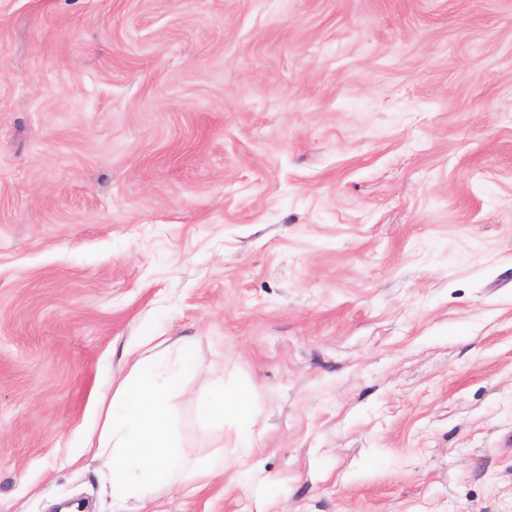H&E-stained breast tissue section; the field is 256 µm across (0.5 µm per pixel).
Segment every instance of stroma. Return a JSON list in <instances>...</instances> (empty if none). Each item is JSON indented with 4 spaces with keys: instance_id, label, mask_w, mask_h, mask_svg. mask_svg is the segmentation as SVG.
Wrapping results in <instances>:
<instances>
[{
    "instance_id": "obj_1",
    "label": "stroma",
    "mask_w": 512,
    "mask_h": 512,
    "mask_svg": "<svg viewBox=\"0 0 512 512\" xmlns=\"http://www.w3.org/2000/svg\"><path fill=\"white\" fill-rule=\"evenodd\" d=\"M184 343L141 512H512V0H0V512ZM249 402L242 393L231 397L224 394V384L213 387L210 393L198 403V414L216 430L224 429V419L228 414L245 413Z\"/></svg>"
}]
</instances>
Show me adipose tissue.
I'll return each instance as SVG.
<instances>
[{
	"label": "adipose tissue",
	"instance_id": "adipose-tissue-1",
	"mask_svg": "<svg viewBox=\"0 0 512 512\" xmlns=\"http://www.w3.org/2000/svg\"><path fill=\"white\" fill-rule=\"evenodd\" d=\"M194 367L193 352L186 345L171 359H137L128 383L103 400L101 435L98 441H87L86 451L108 471L115 505L152 500L159 491L189 479L223 477V452L189 459L170 429L169 400ZM248 406L244 394L226 396L219 384L199 401L197 411L220 430L226 415L244 413Z\"/></svg>",
	"mask_w": 512,
	"mask_h": 512
}]
</instances>
